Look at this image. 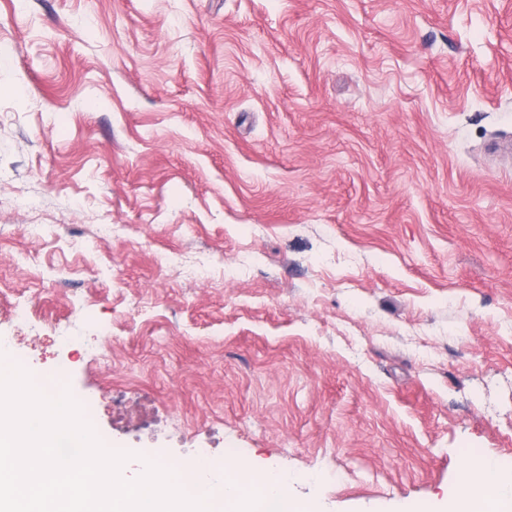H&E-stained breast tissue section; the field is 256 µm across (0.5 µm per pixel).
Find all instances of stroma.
Here are the masks:
<instances>
[{"label":"stroma","instance_id":"stroma-1","mask_svg":"<svg viewBox=\"0 0 512 512\" xmlns=\"http://www.w3.org/2000/svg\"><path fill=\"white\" fill-rule=\"evenodd\" d=\"M0 339L110 447L465 507L512 470V0H0ZM461 482L474 492L470 512H510L512 475L501 472L500 462L487 455L470 457L460 473Z\"/></svg>","mask_w":512,"mask_h":512}]
</instances>
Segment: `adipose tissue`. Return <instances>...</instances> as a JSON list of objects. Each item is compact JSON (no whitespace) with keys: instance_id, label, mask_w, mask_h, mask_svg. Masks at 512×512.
Listing matches in <instances>:
<instances>
[{"instance_id":"obj_1","label":"adipose tissue","mask_w":512,"mask_h":512,"mask_svg":"<svg viewBox=\"0 0 512 512\" xmlns=\"http://www.w3.org/2000/svg\"><path fill=\"white\" fill-rule=\"evenodd\" d=\"M460 479L473 491L469 512H512V475L502 473L497 459L470 457Z\"/></svg>"}]
</instances>
